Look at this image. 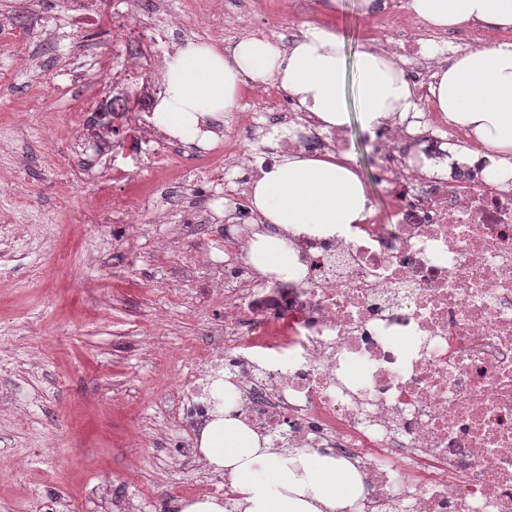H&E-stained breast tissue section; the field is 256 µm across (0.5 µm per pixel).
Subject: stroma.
<instances>
[{
	"mask_svg": "<svg viewBox=\"0 0 512 512\" xmlns=\"http://www.w3.org/2000/svg\"><path fill=\"white\" fill-rule=\"evenodd\" d=\"M307 16L282 9L268 39L300 36L306 24L341 31L346 55L369 45V18L361 0H316ZM0 19L17 29L55 31L41 73L16 69V49L0 46V176L14 157L31 155L20 171L34 206L14 216L20 237L0 238V251L18 253L39 268L0 282V512H40L46 486L67 493L71 512H161L172 493L189 492L201 479L187 463L184 437L167 406L177 372L172 351L211 347L208 321L218 310L194 283L177 295L166 286L168 258L150 252L146 240L109 244L112 201L99 196L92 180L76 178L63 140L52 133L67 113L80 111L82 87L58 77L65 53L101 56L132 75L133 93L163 92L160 70H143L139 55L116 53L107 28L73 31L55 0L29 12L25 0H5ZM46 94L43 115L19 128L10 117L28 105L32 85ZM346 152L369 190L372 209L393 223L392 203L377 176L372 143L352 117ZM72 182L73 201L59 208L55 188Z\"/></svg>",
	"mask_w": 512,
	"mask_h": 512,
	"instance_id": "35a3bbf8",
	"label": "stroma"
}]
</instances>
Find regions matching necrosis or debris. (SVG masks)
I'll return each mask as SVG.
<instances>
[{"instance_id": "obj_1", "label": "necrosis or debris", "mask_w": 512, "mask_h": 512, "mask_svg": "<svg viewBox=\"0 0 512 512\" xmlns=\"http://www.w3.org/2000/svg\"><path fill=\"white\" fill-rule=\"evenodd\" d=\"M148 23L125 27L112 0H61L70 17L114 28L113 42L158 51L167 29L225 43L230 28L213 0H185L181 19L154 18L163 0H129ZM370 47L383 51L382 31L396 22L402 69L427 99L439 68L465 39L425 29L400 0H378ZM90 110L69 113L65 126L80 159L105 173L100 196L113 200L123 230L138 238L143 213L182 208L194 247L169 252L168 284L195 279L224 300L211 323L216 341L195 357L176 387L177 417L192 436L213 420L214 384L228 379L236 416L273 448H308L353 462L361 496L344 512H512V185L489 179L482 162L449 164L448 148L471 142L438 112L418 127L394 117L374 143L378 177L394 202V223L369 215L348 236L292 239L299 275L264 276L243 248L251 234H278L250 204L257 169L272 166L277 148L247 150L256 126L291 129L312 154L345 152V132L322 130L281 90L262 95L266 112L248 114L222 132L181 192L169 183L128 181L105 153L87 154L81 130L110 124L112 148L136 156L150 173L181 167L185 142L157 125L151 107L111 112L128 78L108 85L85 80Z\"/></svg>"}]
</instances>
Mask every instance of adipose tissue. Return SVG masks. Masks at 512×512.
<instances>
[{
    "mask_svg": "<svg viewBox=\"0 0 512 512\" xmlns=\"http://www.w3.org/2000/svg\"><path fill=\"white\" fill-rule=\"evenodd\" d=\"M410 9L438 29L465 21L495 31L512 29V0H409ZM355 72L363 130L417 109L415 93L390 57L368 49L347 60L341 32L307 26L289 50L250 36L231 54L195 42L166 62L165 91L156 119L171 136L206 144L210 119L233 111L244 81L276 83L298 111L310 112L323 129L350 123L347 74ZM432 106L452 124L468 130L489 161L497 182L512 178V41L456 56L430 87ZM251 203L279 236L257 234L247 257L264 275L300 271L289 237L332 238L371 212L367 187L349 156L311 157L282 150L277 163L253 182ZM215 420L203 432L200 450L223 471L236 495L235 512H341L362 493L361 476L349 460L304 448H267L235 418L232 385Z\"/></svg>",
    "mask_w": 512,
    "mask_h": 512,
    "instance_id": "ef3b65f1",
    "label": "adipose tissue"
}]
</instances>
